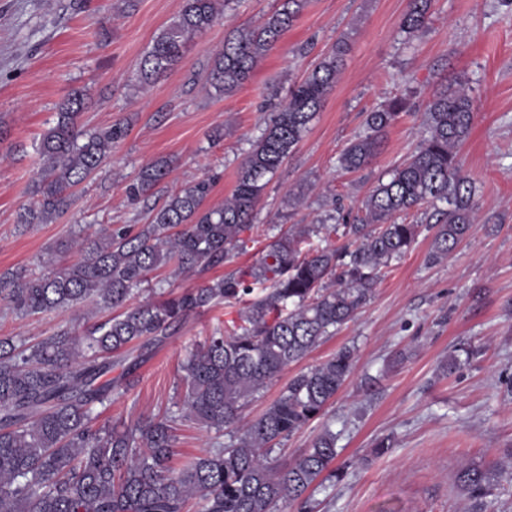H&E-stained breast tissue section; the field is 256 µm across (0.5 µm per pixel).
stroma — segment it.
Returning <instances> with one entry per match:
<instances>
[{"label":"stroma","mask_w":512,"mask_h":512,"mask_svg":"<svg viewBox=\"0 0 512 512\" xmlns=\"http://www.w3.org/2000/svg\"><path fill=\"white\" fill-rule=\"evenodd\" d=\"M407 4L306 0L252 78L220 96L207 82L211 57L227 30L259 20L272 0H241L149 86L137 80L139 63L182 0H0V273L45 272L47 248L71 233L146 223V208L128 202L126 187L159 159L172 160L173 171L151 190L150 201L212 176L205 204L223 203L266 114L337 42L346 48L342 72L267 186L244 248L202 274L173 279L159 270L164 289L192 288L249 267L273 236L294 224L321 223L334 207L362 216L378 181L421 140L432 94L464 87L475 107L459 150L476 187L469 238L446 260L430 262L433 231L423 214L410 212L406 220L420 232L409 252L383 269L369 303L249 399L242 419L259 416L302 369L355 345L353 372L324 415L277 453L279 463H288L323 428L336 432V463L346 475L315 491L318 512H512V0H431L428 26L410 38L399 30ZM75 88L89 96L81 118L86 128L121 121L127 134L51 223L19 230V213L36 202L37 146ZM401 94L412 108L388 129L373 161L353 172L340 169L338 158L363 132L366 113ZM240 311L220 303L189 317L102 419L132 424L171 408L187 351ZM97 317L87 302L27 317L0 307V336L79 333ZM385 438L392 449L376 455ZM467 466L490 470L487 495L473 496L457 483Z\"/></svg>","instance_id":"obj_1"}]
</instances>
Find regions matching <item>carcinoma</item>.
<instances>
[{"label": "carcinoma", "instance_id": "1", "mask_svg": "<svg viewBox=\"0 0 512 512\" xmlns=\"http://www.w3.org/2000/svg\"><path fill=\"white\" fill-rule=\"evenodd\" d=\"M237 4L183 0L177 18L141 60L139 82L146 86L164 77L188 42ZM303 6L304 0H277L258 23L229 31L209 69L216 93L228 95L244 85ZM429 8L430 0H408L400 31L412 36L423 30ZM344 51L341 41L290 87L288 100L271 113L241 163L229 200L204 207L211 183L201 180L152 207L150 223L135 232L107 228L98 238L74 235L48 248L49 272L33 276L20 268L0 274V305L13 312L42 314L90 301L104 313L81 336L63 329L30 342L0 337V512H184L191 499L201 512H313L315 484L343 478L344 468L332 467L336 434L328 427L284 466L272 454L322 415L353 370L355 347L344 346L290 378L257 419L243 424L240 411L370 301L382 268L403 257L418 236L419 225L401 221V215L433 208L434 261L468 236L474 190L457 153L472 127L474 107L466 93L444 88L433 94L419 146L365 199L363 223L343 225V245L315 247L310 238L321 227L297 225L244 271L131 308L126 304L159 268L201 273L244 246L241 235L251 230L267 185L335 86ZM409 107L401 95L368 113L364 134L342 151L340 167L352 172L369 165L387 130ZM86 109L85 94L71 92L43 133L42 170L33 187L37 207L19 214L20 226L43 224L62 212L71 190L125 137L122 123L84 130ZM172 170L168 160L147 165L126 187L127 197L147 200ZM73 250L78 261L57 264ZM222 300L245 302L241 323L187 352L178 367L176 410L131 425L98 424L96 406L129 391L130 376L146 354L190 316ZM185 422L219 437L229 429L231 442L176 469V431ZM458 480L473 493H487L485 470L464 469Z\"/></svg>", "mask_w": 512, "mask_h": 512}]
</instances>
